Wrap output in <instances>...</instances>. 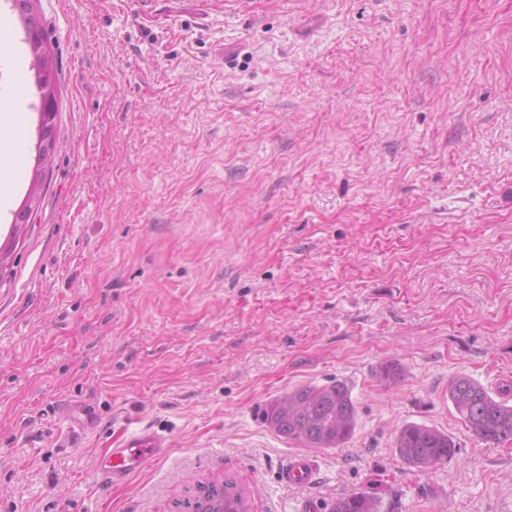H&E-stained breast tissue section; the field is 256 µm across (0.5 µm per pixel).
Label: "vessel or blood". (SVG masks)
Returning <instances> with one entry per match:
<instances>
[{
    "instance_id": "vessel-or-blood-1",
    "label": "vessel or blood",
    "mask_w": 512,
    "mask_h": 512,
    "mask_svg": "<svg viewBox=\"0 0 512 512\" xmlns=\"http://www.w3.org/2000/svg\"><path fill=\"white\" fill-rule=\"evenodd\" d=\"M171 446L169 437L149 428H138L113 441L110 449L100 456L97 473L103 481L126 483L150 462L163 456ZM315 460L307 455L289 457L280 470L283 484L307 489L316 480Z\"/></svg>"
}]
</instances>
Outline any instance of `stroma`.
Segmentation results:
<instances>
[{"instance_id": "obj_1", "label": "stroma", "mask_w": 512, "mask_h": 512, "mask_svg": "<svg viewBox=\"0 0 512 512\" xmlns=\"http://www.w3.org/2000/svg\"><path fill=\"white\" fill-rule=\"evenodd\" d=\"M59 64L40 205L0 281V512H183L234 477L249 512L353 491L382 512H512V442L448 399L512 405V0H33ZM0 93L33 177L40 98L13 0ZM401 367L398 381L380 375ZM345 383L341 448L268 429V400ZM93 406L95 427L71 423ZM417 423L457 454L409 466ZM139 426L172 448L122 487ZM308 453L319 478L281 483ZM448 399L478 441L490 448L512 440V405L494 399L473 380L465 376L451 380ZM394 448L408 465L429 469L451 459L457 447L448 433L425 425L408 424L396 433ZM171 440L149 428H137L112 441V447L99 457L97 473L103 481L115 485L126 483L150 462L171 448Z\"/></svg>"}]
</instances>
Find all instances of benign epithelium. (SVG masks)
<instances>
[{
    "instance_id": "1",
    "label": "benign epithelium",
    "mask_w": 512,
    "mask_h": 512,
    "mask_svg": "<svg viewBox=\"0 0 512 512\" xmlns=\"http://www.w3.org/2000/svg\"><path fill=\"white\" fill-rule=\"evenodd\" d=\"M23 15L26 17L24 25L28 44L37 48L38 56V61L33 65V69L35 71V82L40 93V122L37 146V165H39V168L36 169L27 197L15 216L14 230L17 232L20 231L23 225L29 223V218L35 212L42 178V166H44L52 145V120L56 111L57 96V87L51 76V62L46 54L43 29L37 20H28V17L32 16L31 11H23Z\"/></svg>"
}]
</instances>
